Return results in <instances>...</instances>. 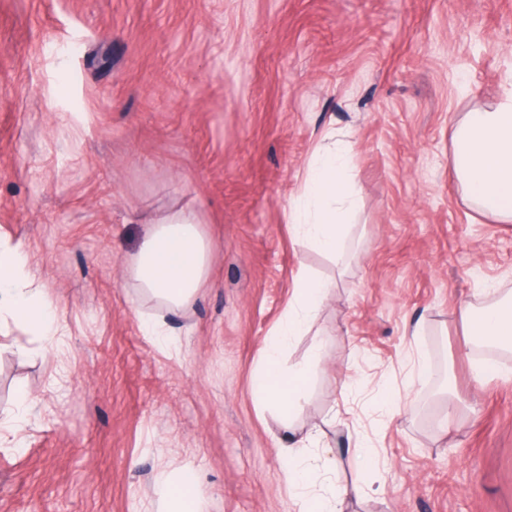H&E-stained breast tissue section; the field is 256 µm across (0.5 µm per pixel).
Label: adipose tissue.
<instances>
[{
    "label": "adipose tissue",
    "instance_id": "adipose-tissue-1",
    "mask_svg": "<svg viewBox=\"0 0 512 512\" xmlns=\"http://www.w3.org/2000/svg\"><path fill=\"white\" fill-rule=\"evenodd\" d=\"M451 143L452 169L466 198L479 210L512 223V90L491 107L465 113L453 129ZM354 153L355 145L348 140L320 152L306 170L301 198L289 207L288 219L299 240L335 259L344 253L349 216L357 204L348 175ZM210 259L211 242L193 209L182 208L148 220L130 259V276L145 299L177 311L191 303L206 281ZM34 283L19 250L0 251V313L46 335L54 328L53 307L41 299ZM331 288L307 268L299 269L286 319L266 345L254 376L256 399L281 417L288 442L283 469L295 491L298 512H343L349 493L367 490L360 482L349 488L321 477L309 450L319 448L326 456L331 449L317 435H299L293 421L311 377L325 360L321 342H313L296 364L286 367L280 359L287 339L311 330ZM461 314L467 335L491 346L512 344L511 292L480 308L463 305ZM163 484L165 512H202V490L194 472L164 478Z\"/></svg>",
    "mask_w": 512,
    "mask_h": 512
}]
</instances>
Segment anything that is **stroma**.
<instances>
[{"instance_id":"obj_1","label":"stroma","mask_w":512,"mask_h":512,"mask_svg":"<svg viewBox=\"0 0 512 512\" xmlns=\"http://www.w3.org/2000/svg\"><path fill=\"white\" fill-rule=\"evenodd\" d=\"M511 85L512 0H0V249L57 326L0 323V512H161L185 470L203 512H295L253 378L304 265L337 288L301 419L386 463L339 455L372 488L346 512H512V351L477 371L460 315L512 289V223L465 199L450 147ZM331 135L356 151L341 262L288 223ZM186 205L212 259L165 343L126 260Z\"/></svg>"}]
</instances>
